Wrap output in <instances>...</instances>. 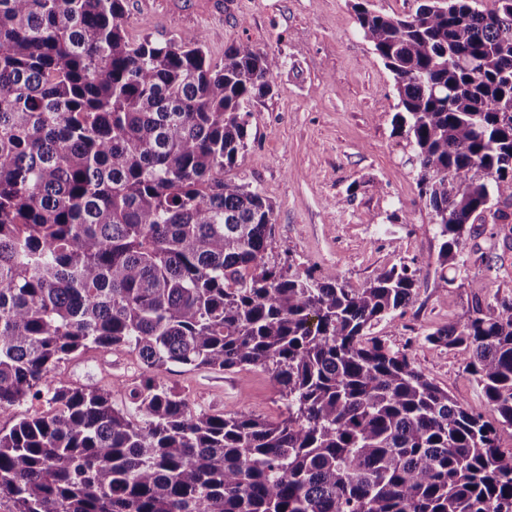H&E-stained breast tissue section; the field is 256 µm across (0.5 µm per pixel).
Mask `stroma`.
<instances>
[{
	"label": "stroma",
	"mask_w": 512,
	"mask_h": 512,
	"mask_svg": "<svg viewBox=\"0 0 512 512\" xmlns=\"http://www.w3.org/2000/svg\"><path fill=\"white\" fill-rule=\"evenodd\" d=\"M125 10L132 40L199 33L216 61L239 42L278 57L271 92L250 105L248 148L231 172L274 204L267 262L289 261L317 277L333 271L354 288L380 267L417 268L413 301L373 336L406 351L430 380L496 424L461 349L425 336L467 314L470 281L483 283L488 303L512 299V224L485 232L478 240L485 262L468 261L447 292L439 291L436 227L418 194L412 150L393 131L394 81L360 33L349 0H126ZM57 370L74 384L110 391L119 406L148 376L126 348L93 350ZM162 379L205 412L270 419L286 412L275 381L258 369L175 367Z\"/></svg>",
	"instance_id": "1"
}]
</instances>
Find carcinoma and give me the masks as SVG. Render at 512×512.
<instances>
[{
    "instance_id": "cac0c4a2",
    "label": "carcinoma",
    "mask_w": 512,
    "mask_h": 512,
    "mask_svg": "<svg viewBox=\"0 0 512 512\" xmlns=\"http://www.w3.org/2000/svg\"><path fill=\"white\" fill-rule=\"evenodd\" d=\"M353 0L391 72L440 241L438 288L512 224V0ZM125 0H0V501L11 512H512L497 429L368 337L415 295L394 264L359 288L270 266L274 205L227 179L276 56L200 33L130 40ZM427 334L512 428V300ZM129 348L152 377L117 408L57 365ZM259 368L277 420L197 411L159 376ZM371 8L391 16H405L415 11L417 0H369Z\"/></svg>"
}]
</instances>
